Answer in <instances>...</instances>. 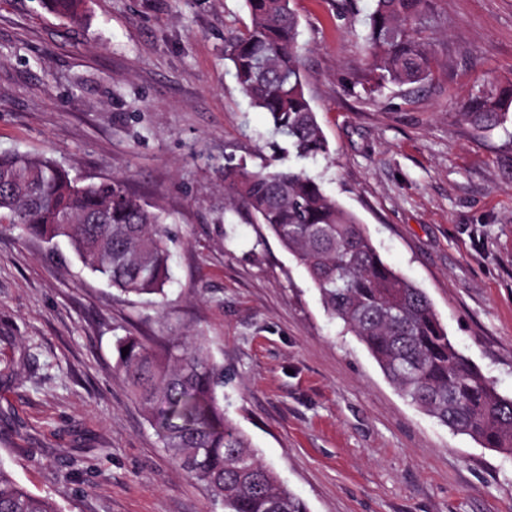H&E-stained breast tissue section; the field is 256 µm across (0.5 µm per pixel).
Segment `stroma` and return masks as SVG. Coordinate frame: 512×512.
I'll list each match as a JSON object with an SVG mask.
<instances>
[{
	"mask_svg": "<svg viewBox=\"0 0 512 512\" xmlns=\"http://www.w3.org/2000/svg\"><path fill=\"white\" fill-rule=\"evenodd\" d=\"M434 7L432 77L370 95L373 0H295L329 147L307 169L511 397L512 112L481 130L460 110L512 79V0ZM249 23L244 0H87L79 25L0 0V152L121 180L173 238L160 306L0 232V459L61 512H211L116 370L119 338H170L164 314L207 336L228 416L309 512H512V455L410 402L263 225L225 218V165L259 169L274 139L224 58Z\"/></svg>",
	"mask_w": 512,
	"mask_h": 512,
	"instance_id": "obj_1",
	"label": "stroma"
}]
</instances>
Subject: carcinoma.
Returning <instances> with one entry per match:
<instances>
[{
	"mask_svg": "<svg viewBox=\"0 0 512 512\" xmlns=\"http://www.w3.org/2000/svg\"><path fill=\"white\" fill-rule=\"evenodd\" d=\"M293 0H245L250 25L230 34L224 59L254 107L263 110L284 152L298 161L329 152L305 94ZM365 24L368 90L424 82L436 51L427 36L433 0H374ZM78 23L83 0H45ZM512 109V83L469 95L462 116L489 130ZM228 204L263 224L307 270L331 318L359 336L384 373L441 424L485 447L512 454V397L502 395L457 349L425 294L383 261L358 217L302 168L268 164L224 169ZM64 239L83 268L126 296H165L170 236L161 209L113 179L82 183L58 161L0 153V231ZM123 375L161 447L203 483L212 512H307L227 416L224 367L208 338L176 336L155 348L137 336L118 340ZM0 512H58L30 494L0 461Z\"/></svg>",
	"mask_w": 512,
	"mask_h": 512,
	"instance_id": "1",
	"label": "carcinoma"
}]
</instances>
